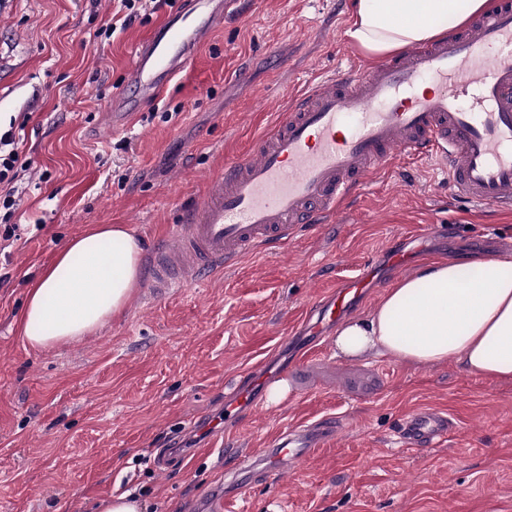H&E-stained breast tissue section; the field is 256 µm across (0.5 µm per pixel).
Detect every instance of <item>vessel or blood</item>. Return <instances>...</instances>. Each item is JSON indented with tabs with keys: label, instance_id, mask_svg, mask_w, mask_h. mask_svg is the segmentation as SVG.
I'll list each match as a JSON object with an SVG mask.
<instances>
[{
	"label": "vessel or blood",
	"instance_id": "obj_1",
	"mask_svg": "<svg viewBox=\"0 0 512 512\" xmlns=\"http://www.w3.org/2000/svg\"><path fill=\"white\" fill-rule=\"evenodd\" d=\"M177 9L139 39L126 85L112 100V124L123 126L156 100L231 14L235 0H176ZM401 156L440 162L449 189L497 211L512 209V0L464 30L408 48L372 67L306 85L256 137L249 152L225 161L181 225L155 252L148 285L162 293L238 264L269 246L288 245L332 223L347 201ZM368 284L337 282L308 345L335 323ZM287 366L257 364L238 385L222 427L233 432L258 402L257 390L287 376ZM453 424L419 410L397 434L409 448H431ZM340 424L316 421L276 435L260 456L237 457L233 479L203 512H224L240 485L294 467L337 437Z\"/></svg>",
	"mask_w": 512,
	"mask_h": 512
}]
</instances>
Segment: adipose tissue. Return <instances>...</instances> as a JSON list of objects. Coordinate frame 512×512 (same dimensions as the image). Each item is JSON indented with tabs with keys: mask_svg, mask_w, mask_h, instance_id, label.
Returning a JSON list of instances; mask_svg holds the SVG:
<instances>
[{
	"mask_svg": "<svg viewBox=\"0 0 512 512\" xmlns=\"http://www.w3.org/2000/svg\"><path fill=\"white\" fill-rule=\"evenodd\" d=\"M489 0H354L347 37L381 58L424 44L481 14ZM140 241L120 224L72 238L31 285L20 333L34 348L97 332L127 304L140 276ZM336 345L380 349L416 366L455 358L465 369L512 379V256L439 258L388 288L366 316L344 323Z\"/></svg>",
	"mask_w": 512,
	"mask_h": 512,
	"instance_id": "1",
	"label": "adipose tissue"
}]
</instances>
